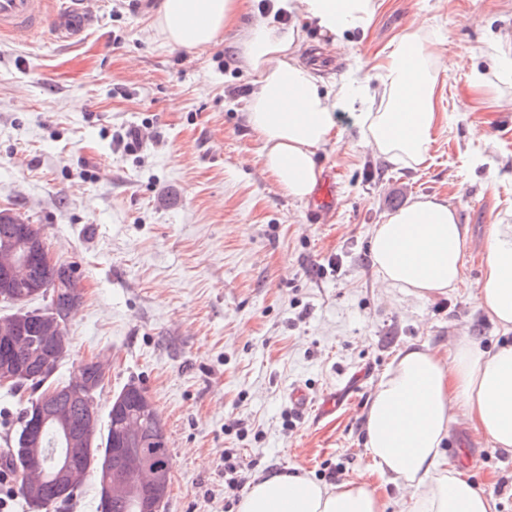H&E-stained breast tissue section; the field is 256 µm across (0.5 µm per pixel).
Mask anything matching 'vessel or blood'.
<instances>
[{"mask_svg": "<svg viewBox=\"0 0 512 512\" xmlns=\"http://www.w3.org/2000/svg\"><path fill=\"white\" fill-rule=\"evenodd\" d=\"M85 0H0V32L26 38L35 31L52 26L60 34L75 36L82 32L90 17L82 9ZM335 173H328L316 191L315 203L321 217L333 211Z\"/></svg>", "mask_w": 512, "mask_h": 512, "instance_id": "b4317fda", "label": "vessel or blood"}]
</instances>
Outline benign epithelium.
I'll return each mask as SVG.
<instances>
[{"label":"benign epithelium","mask_w":512,"mask_h":512,"mask_svg":"<svg viewBox=\"0 0 512 512\" xmlns=\"http://www.w3.org/2000/svg\"><path fill=\"white\" fill-rule=\"evenodd\" d=\"M11 218L20 225L19 233L0 243V290L25 286L31 295L57 296L67 286V276L46 280L29 277L34 265L58 268L46 240L27 232L28 220L8 207L0 208V218ZM67 317L51 309L37 318L17 314L0 320V385L22 377L34 378L52 370L66 347ZM87 399L86 391L70 388L63 393L49 391L40 401V409L31 415L27 428L29 446L42 447L46 427L57 430L60 449L54 454L53 466L46 468L39 455H34L29 469L35 474L30 494L43 509H49L69 493L82 477L77 449L85 439L84 429L75 425L59 408L62 400ZM122 405L114 424V448L105 464V504L127 500L139 494L141 512H162L169 493L171 467L157 462L143 448L146 440L165 434L162 419L155 415V405L147 397L137 402L121 400Z\"/></svg>","instance_id":"7a95c632"}]
</instances>
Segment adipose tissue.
Segmentation results:
<instances>
[{
  "instance_id": "adipose-tissue-1",
  "label": "adipose tissue",
  "mask_w": 512,
  "mask_h": 512,
  "mask_svg": "<svg viewBox=\"0 0 512 512\" xmlns=\"http://www.w3.org/2000/svg\"><path fill=\"white\" fill-rule=\"evenodd\" d=\"M243 0H160L155 19L164 40L194 48L239 27L243 62L253 76L248 121L262 143L265 169L288 196H310L321 173L315 154L328 144L339 102H366L362 139L389 162L424 164L438 123L439 68L425 49V24L404 33L376 67V88L360 80L323 89L296 55L300 28L274 18L240 26ZM277 9L307 14L330 33L366 31L378 0H277ZM468 228L446 201L419 198L376 225L373 262L384 284L429 298L463 281ZM475 299L512 331V224L491 225ZM466 418L493 447L512 452V344L489 350L468 337L449 354L409 346L395 357L369 402L365 446L379 474L412 503V512H496L495 500L449 467L445 444ZM239 512H384L376 487L362 478L329 485L271 473L254 481Z\"/></svg>"
}]
</instances>
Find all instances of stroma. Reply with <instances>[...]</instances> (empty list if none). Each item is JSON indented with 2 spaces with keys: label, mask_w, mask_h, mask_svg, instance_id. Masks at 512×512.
<instances>
[{
  "label": "stroma",
  "mask_w": 512,
  "mask_h": 512,
  "mask_svg": "<svg viewBox=\"0 0 512 512\" xmlns=\"http://www.w3.org/2000/svg\"><path fill=\"white\" fill-rule=\"evenodd\" d=\"M94 0L79 35L0 34V206L40 225L83 292L56 380L106 363L99 410L127 383L156 404L172 456L166 512H224V457L246 479L270 471L327 483L356 475L385 512H410L365 446L370 396L408 345L481 349L508 342L478 308L490 225L512 224V0H382L363 33L330 34L283 16L325 87L375 66L418 22L440 72L429 160L409 168L361 143L360 103L339 104L337 139L317 152L338 173L320 220L267 173L247 122L252 75L236 29L205 48L168 44L159 0ZM490 88L476 100L472 86ZM137 124L139 146L117 138ZM447 201L468 227L464 283L430 298L382 284L372 230L417 198ZM309 396L306 411L291 401ZM449 465L512 512V454L467 422L450 430Z\"/></svg>",
  "instance_id": "obj_1"
}]
</instances>
